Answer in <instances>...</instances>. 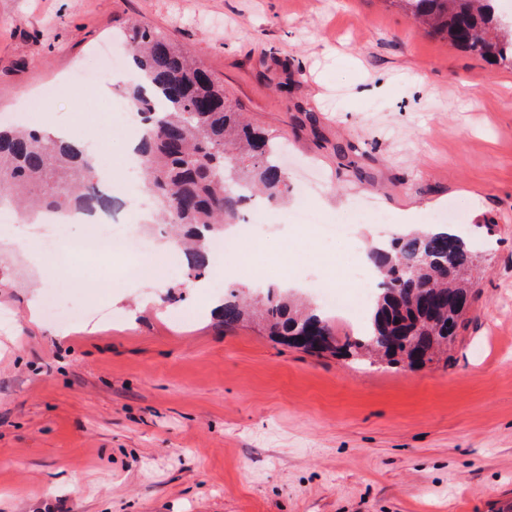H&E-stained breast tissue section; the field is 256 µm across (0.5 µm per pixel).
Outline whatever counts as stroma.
Listing matches in <instances>:
<instances>
[{
	"instance_id": "stroma-1",
	"label": "stroma",
	"mask_w": 512,
	"mask_h": 512,
	"mask_svg": "<svg viewBox=\"0 0 512 512\" xmlns=\"http://www.w3.org/2000/svg\"><path fill=\"white\" fill-rule=\"evenodd\" d=\"M165 33L252 124L284 141L290 192L327 215L370 204L327 243L269 225L204 288L155 266L53 260L76 321L40 310L44 274L0 231V512H499L512 502V69L417 26L389 0H0V122L90 64L129 22ZM457 205L482 257L448 364L315 357L214 306L235 283H299L338 334L368 306L328 304L321 264Z\"/></svg>"
}]
</instances>
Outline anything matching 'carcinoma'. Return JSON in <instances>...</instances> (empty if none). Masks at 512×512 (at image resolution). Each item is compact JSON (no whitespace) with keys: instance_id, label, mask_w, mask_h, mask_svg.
<instances>
[{"instance_id":"1","label":"carcinoma","mask_w":512,"mask_h":512,"mask_svg":"<svg viewBox=\"0 0 512 512\" xmlns=\"http://www.w3.org/2000/svg\"><path fill=\"white\" fill-rule=\"evenodd\" d=\"M432 35L492 65L512 68V34L497 15L498 0H388ZM127 42L135 76L120 88L142 117L139 147L153 207L166 224L193 237L191 276L209 267L207 241L236 223L250 196L270 202L288 197L286 172L277 163L278 142L248 122L224 96L208 70L189 51L157 29L132 22ZM55 188L32 199L31 209L55 212L71 204L107 209L111 198L95 193L96 172L85 153L40 128L0 126V197L25 196L49 179ZM376 268V302L364 332L337 336L316 314L291 305L280 288L268 287L259 309L235 294L221 317L229 329L258 320L270 336L298 347L302 336L319 337L315 356L421 368L448 358L466 326L456 307L475 301L479 253L456 225L445 231L393 237L368 253Z\"/></svg>"}]
</instances>
